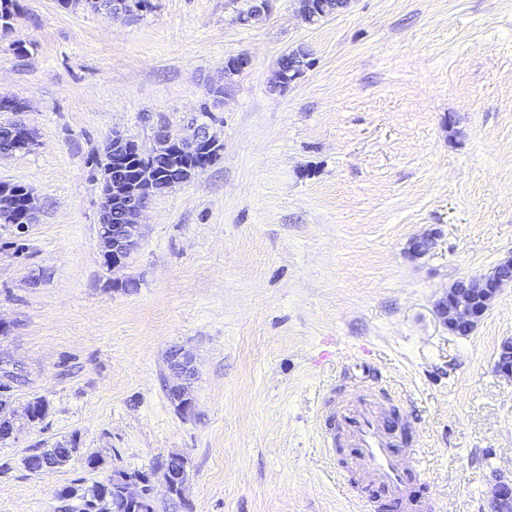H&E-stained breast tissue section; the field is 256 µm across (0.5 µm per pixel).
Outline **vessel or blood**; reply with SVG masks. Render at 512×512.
<instances>
[{
	"instance_id": "b4317fda",
	"label": "vessel or blood",
	"mask_w": 512,
	"mask_h": 512,
	"mask_svg": "<svg viewBox=\"0 0 512 512\" xmlns=\"http://www.w3.org/2000/svg\"><path fill=\"white\" fill-rule=\"evenodd\" d=\"M389 395V387L373 379L331 387L318 418L322 448L329 458L337 449H349L347 474L358 489L351 500L354 512H369L381 500L398 512H433L431 497L411 492L419 470L400 465V456L409 447Z\"/></svg>"
}]
</instances>
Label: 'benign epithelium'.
I'll list each match as a JSON object with an SVG mask.
<instances>
[{"mask_svg":"<svg viewBox=\"0 0 512 512\" xmlns=\"http://www.w3.org/2000/svg\"><path fill=\"white\" fill-rule=\"evenodd\" d=\"M299 13L308 23L316 18L330 14L326 0H297ZM15 152L30 150L34 138L29 126L22 121L13 125ZM155 148L142 152L137 144L126 136L112 134V168L118 172L112 178L108 191L102 193L100 202V256L112 262V271L124 267L127 260L140 245L139 218L150 198L155 195V179L150 172L139 171L136 177L125 175L124 166L131 159L148 160L158 153L167 159L169 179L167 187L188 181L193 174L215 164L221 158L222 146L219 141L202 133L194 141L187 143L173 137L165 127L155 131ZM14 212L17 220L13 227L23 234L33 223L36 205L32 190L21 192L17 189L0 187V213ZM438 232L433 231L416 238L409 247V254L420 257L428 253L437 239ZM512 283V257L498 262L491 271L479 278H461L457 280L436 303V314L442 325L454 336H469L483 319L502 287ZM501 356L495 361V370L502 376L512 378V338L500 343ZM172 378H164V389L180 411L188 413L194 409L191 397V384L196 376L193 357L180 347H173L167 359ZM7 402L0 403V420L9 424L5 433L13 440L25 432L20 424L6 410ZM157 477L164 485L168 495L172 496L180 487L182 470H172L162 466ZM488 512H512V475H497L487 492Z\"/></svg>","mask_w":512,"mask_h":512,"instance_id":"7a95c632","label":"benign epithelium"}]
</instances>
